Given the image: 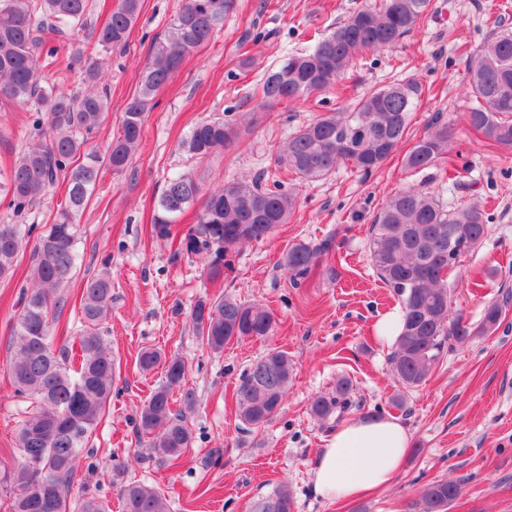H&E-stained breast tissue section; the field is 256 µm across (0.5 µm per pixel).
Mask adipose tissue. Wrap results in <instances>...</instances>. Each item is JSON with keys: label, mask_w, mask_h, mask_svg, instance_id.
<instances>
[{"label": "adipose tissue", "mask_w": 512, "mask_h": 512, "mask_svg": "<svg viewBox=\"0 0 512 512\" xmlns=\"http://www.w3.org/2000/svg\"><path fill=\"white\" fill-rule=\"evenodd\" d=\"M410 447L406 428L393 418L346 422L328 439L313 470V492L330 501H352L386 488Z\"/></svg>", "instance_id": "1"}]
</instances>
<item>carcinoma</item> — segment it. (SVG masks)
<instances>
[{"label":"carcinoma","instance_id":"cac0c4a2","mask_svg":"<svg viewBox=\"0 0 512 512\" xmlns=\"http://www.w3.org/2000/svg\"><path fill=\"white\" fill-rule=\"evenodd\" d=\"M230 0H182L169 23L168 35L154 42L140 72L139 89L129 100L121 127L106 151L112 170L121 172L142 142L147 101L180 68L186 56L224 25ZM429 0H371L353 11L312 50L284 58L260 84L261 103L292 104L336 89L339 78L365 52L386 50L412 32ZM141 0H119L104 23L93 28L92 47L62 58L61 45L47 41L51 28L65 38L87 26L88 0H0V103L36 104V125L47 124L43 139L14 160L7 175V208L21 217L61 179L65 203L55 223L35 242L29 287L23 288L19 315L10 336L13 355L9 377L14 393L28 407L18 430L20 461L9 476L13 497L8 512H67L68 494L86 442L106 413L115 381L112 349L101 321L112 305V280L101 274L86 280L77 311L82 329L77 353L53 349L51 329L66 300L60 291L73 280L79 261L75 218L96 188L100 156L88 150L89 137L106 117L108 88L101 85L100 52L126 48L139 16ZM58 77L41 83V70ZM80 74L83 90L68 83ZM420 89L408 80L371 91L354 105L328 112L299 129L275 156L276 171L302 180L319 179L344 163L364 175L380 168L408 133L409 114ZM466 95L472 106L464 113L468 126L491 145L512 148V30L492 31L468 62ZM234 135L222 120L201 121L183 142L191 157L203 161L224 151ZM448 154V124L436 115L404 157L409 171L434 165ZM201 202L196 227L183 238L186 253L209 255L207 274L217 280L229 267L232 250L271 235L288 223L295 197L277 178L264 187L257 180H233L206 193L179 175L166 181L151 234L166 239L190 205ZM489 215L478 202L449 211L428 192L414 187L394 191L371 225L370 261L379 279L400 305L402 319L391 355L393 375L405 388L420 385L439 363L447 345L494 332L502 306L492 303L473 327L453 314L448 273L459 261L448 253V232L466 253L482 242ZM19 224H0V279L13 276L25 236ZM331 243H299L283 255L281 267L292 278L306 275ZM190 321L213 353L236 340L271 335L272 313L261 304L229 295L198 298ZM141 370L162 368L164 381L140 408L135 433L161 460L178 459L192 444L185 412L194 408L192 390L183 387L187 364L147 348ZM293 379L285 351L271 349L242 377L235 401L242 424L254 429L280 412ZM181 408L172 410L174 393ZM353 405L352 383L341 379L332 396L311 400V414L325 422L340 421ZM458 495L450 479L434 481L422 491L423 512H447ZM122 512H171L158 489L139 482L118 483ZM77 512H110L108 503L86 496ZM251 512H294L285 484L256 500Z\"/></svg>","mask_w":512,"mask_h":512}]
</instances>
